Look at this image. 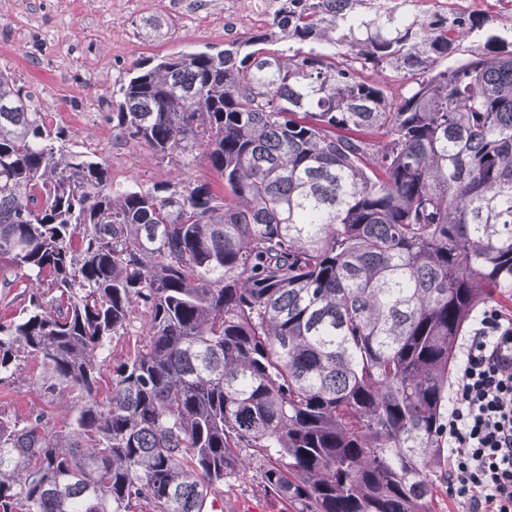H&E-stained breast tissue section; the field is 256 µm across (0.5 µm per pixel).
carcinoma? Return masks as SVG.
<instances>
[{
	"mask_svg": "<svg viewBox=\"0 0 512 512\" xmlns=\"http://www.w3.org/2000/svg\"><path fill=\"white\" fill-rule=\"evenodd\" d=\"M282 2L112 90L173 182L114 184L0 71V382L73 409L0 414V512H205L257 461L288 512H435L458 338L512 288V50L439 69L474 14Z\"/></svg>",
	"mask_w": 512,
	"mask_h": 512,
	"instance_id": "obj_1",
	"label": "carcinoma"
}]
</instances>
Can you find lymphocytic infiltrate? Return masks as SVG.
<instances>
[{"label": "lymphocytic infiltrate", "instance_id": "obj_1", "mask_svg": "<svg viewBox=\"0 0 512 512\" xmlns=\"http://www.w3.org/2000/svg\"><path fill=\"white\" fill-rule=\"evenodd\" d=\"M448 482L470 512H512V321L484 313L466 343L451 408Z\"/></svg>", "mask_w": 512, "mask_h": 512}]
</instances>
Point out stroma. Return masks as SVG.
Masks as SVG:
<instances>
[{"label":"stroma","mask_w":512,"mask_h":512,"mask_svg":"<svg viewBox=\"0 0 512 512\" xmlns=\"http://www.w3.org/2000/svg\"><path fill=\"white\" fill-rule=\"evenodd\" d=\"M460 12L485 14L512 42V0H447ZM251 0H0V70L30 91L51 125L65 127L75 149L97 154L114 183L143 187L178 178L174 164L158 163L145 145L113 139L106 114L112 90L135 60L201 50L244 39L265 29L251 20ZM33 373L8 385L0 402L5 416L46 409L70 417L66 397L44 398ZM262 501L266 512H284L255 473L224 489V512Z\"/></svg>","instance_id":"35a3bbf8"}]
</instances>
